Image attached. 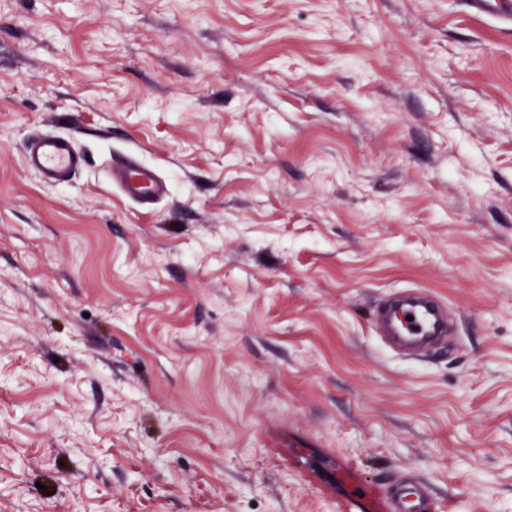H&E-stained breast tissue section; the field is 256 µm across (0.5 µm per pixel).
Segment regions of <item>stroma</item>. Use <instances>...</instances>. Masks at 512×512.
Returning a JSON list of instances; mask_svg holds the SVG:
<instances>
[{
  "instance_id": "1",
  "label": "stroma",
  "mask_w": 512,
  "mask_h": 512,
  "mask_svg": "<svg viewBox=\"0 0 512 512\" xmlns=\"http://www.w3.org/2000/svg\"><path fill=\"white\" fill-rule=\"evenodd\" d=\"M71 138L70 183L24 164ZM135 153L170 194L107 173ZM404 288L445 346L385 348ZM512 512V28L465 0H0V512ZM24 163L46 181L64 183L83 169L86 159L69 137L48 132L27 141ZM111 180L125 196L147 207L169 193L167 183L159 177L155 168L141 163L128 153L112 156ZM371 323L388 349L407 355H425L445 344L454 330L447 309L418 288L385 298L373 309ZM431 500L429 488L409 475L386 491L371 486L365 493L364 508L370 512H426Z\"/></svg>"
}]
</instances>
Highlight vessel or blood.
<instances>
[{
    "instance_id": "b4317fda",
    "label": "vessel or blood",
    "mask_w": 512,
    "mask_h": 512,
    "mask_svg": "<svg viewBox=\"0 0 512 512\" xmlns=\"http://www.w3.org/2000/svg\"><path fill=\"white\" fill-rule=\"evenodd\" d=\"M476 16L512 23V0H467ZM24 162L49 182L64 183L80 172L86 159L66 136L45 133L29 139ZM111 180L128 198L151 206L169 193L155 168L131 154L112 157ZM371 323L384 345L393 352L423 355L446 343L454 327L447 309L427 291L411 288L391 294L375 307ZM429 488L406 476L388 490L370 487L365 494L368 512H427Z\"/></svg>"
}]
</instances>
